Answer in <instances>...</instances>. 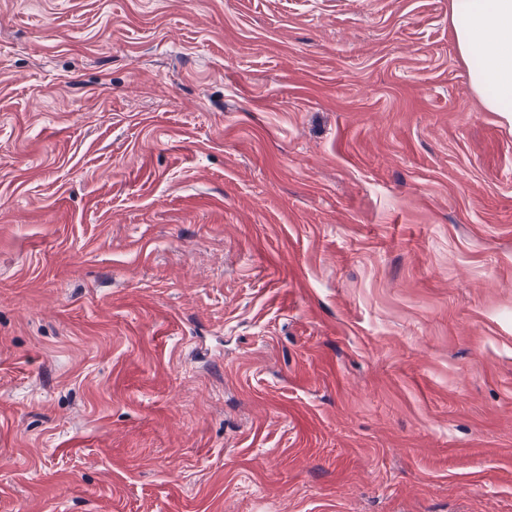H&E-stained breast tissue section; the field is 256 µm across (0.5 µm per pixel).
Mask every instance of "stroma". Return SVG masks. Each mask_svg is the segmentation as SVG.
<instances>
[{
  "label": "stroma",
  "mask_w": 512,
  "mask_h": 512,
  "mask_svg": "<svg viewBox=\"0 0 512 512\" xmlns=\"http://www.w3.org/2000/svg\"><path fill=\"white\" fill-rule=\"evenodd\" d=\"M448 6L0 0V512H512Z\"/></svg>",
  "instance_id": "stroma-1"
}]
</instances>
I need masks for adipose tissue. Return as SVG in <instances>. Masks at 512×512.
<instances>
[{
    "label": "adipose tissue",
    "mask_w": 512,
    "mask_h": 512,
    "mask_svg": "<svg viewBox=\"0 0 512 512\" xmlns=\"http://www.w3.org/2000/svg\"><path fill=\"white\" fill-rule=\"evenodd\" d=\"M449 21L474 94L512 118V0H449Z\"/></svg>",
    "instance_id": "ef3b65f1"
}]
</instances>
